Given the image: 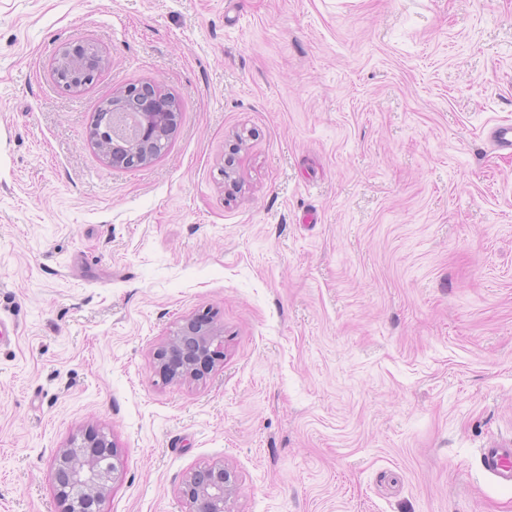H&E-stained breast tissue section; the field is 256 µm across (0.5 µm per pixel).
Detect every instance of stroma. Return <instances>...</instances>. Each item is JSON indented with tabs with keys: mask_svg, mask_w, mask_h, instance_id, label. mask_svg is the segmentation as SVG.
I'll return each instance as SVG.
<instances>
[{
	"mask_svg": "<svg viewBox=\"0 0 512 512\" xmlns=\"http://www.w3.org/2000/svg\"><path fill=\"white\" fill-rule=\"evenodd\" d=\"M95 42L89 86L55 54ZM173 94L147 166L89 139ZM512 0H0V512H55V452L118 448L101 512H512ZM242 189L224 195L234 134ZM224 329L202 381L153 351ZM480 462L483 471L497 483L512 488V446L511 444H491L480 449ZM238 491L234 470L224 463L194 469L182 480L178 494L188 512H230L229 502Z\"/></svg>",
	"mask_w": 512,
	"mask_h": 512,
	"instance_id": "1",
	"label": "stroma"
}]
</instances>
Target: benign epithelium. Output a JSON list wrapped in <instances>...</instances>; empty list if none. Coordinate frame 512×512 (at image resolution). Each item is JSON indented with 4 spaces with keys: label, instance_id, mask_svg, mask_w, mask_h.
Returning a JSON list of instances; mask_svg holds the SVG:
<instances>
[{
    "label": "benign epithelium",
    "instance_id": "7a95c632",
    "mask_svg": "<svg viewBox=\"0 0 512 512\" xmlns=\"http://www.w3.org/2000/svg\"><path fill=\"white\" fill-rule=\"evenodd\" d=\"M83 55L75 50L63 49L54 59L53 75L69 72L76 78L87 67L86 58L96 60L97 69H103L107 58L94 42L82 46ZM139 96L143 112L136 121V133L129 138L127 149L131 151L130 167H142L151 163V141L146 139L152 124H161L165 116L177 121L178 113L168 111L170 97L160 90H127L114 97ZM224 357L223 330L213 322L189 317L184 319L172 336L154 351V362L159 372L176 381H200L209 374L216 361ZM118 450L108 436L94 428L81 434L79 443H71L59 449L54 456L52 480L59 504L58 512H100V503L117 479L115 460ZM238 491V479L234 470L215 463L194 469L182 480L178 494L188 507V512H230L229 502Z\"/></svg>",
    "mask_w": 512,
    "mask_h": 512
}]
</instances>
